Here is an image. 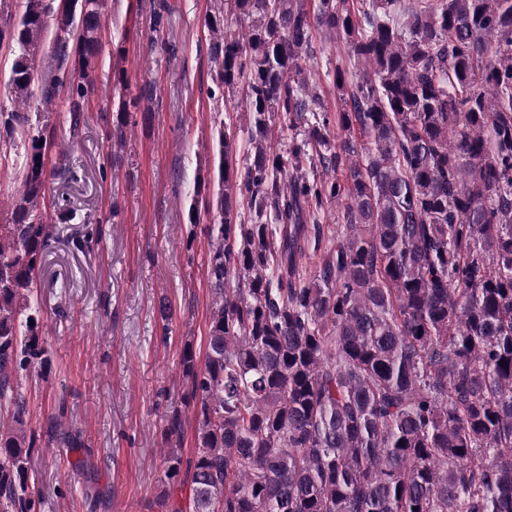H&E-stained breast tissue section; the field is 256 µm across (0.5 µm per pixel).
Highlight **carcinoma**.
I'll return each mask as SVG.
<instances>
[{
  "mask_svg": "<svg viewBox=\"0 0 512 512\" xmlns=\"http://www.w3.org/2000/svg\"><path fill=\"white\" fill-rule=\"evenodd\" d=\"M102 6L21 0L16 14L0 0L16 104L0 136L25 157L0 224V512L34 509L19 377L44 364L47 128L64 88L79 131ZM51 19L57 66L43 72ZM205 24L251 132L241 166L236 132L218 130L204 367L182 355L195 451L170 452L148 510L512 512V0H217ZM320 34L347 48L334 114L307 68ZM115 79L121 138L148 90ZM36 92L43 110H20ZM277 120L285 150L271 147ZM332 203L334 236L307 269Z\"/></svg>",
  "mask_w": 512,
  "mask_h": 512,
  "instance_id": "carcinoma-1",
  "label": "carcinoma"
}]
</instances>
